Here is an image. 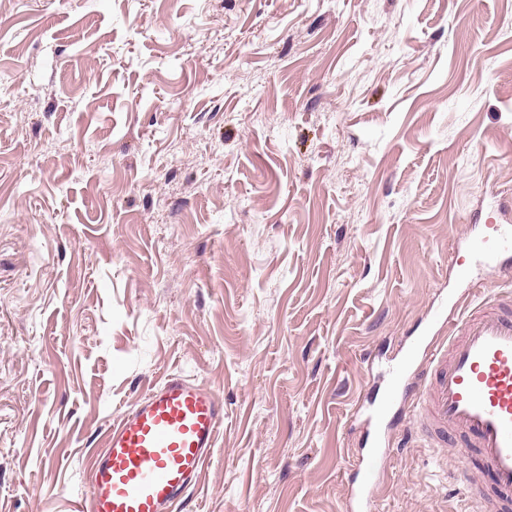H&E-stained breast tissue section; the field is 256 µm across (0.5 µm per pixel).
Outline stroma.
Returning a JSON list of instances; mask_svg holds the SVG:
<instances>
[{"mask_svg":"<svg viewBox=\"0 0 512 512\" xmlns=\"http://www.w3.org/2000/svg\"><path fill=\"white\" fill-rule=\"evenodd\" d=\"M512 203V0H0V512H76L183 375L181 512H345L381 370ZM379 512H470L406 417Z\"/></svg>","mask_w":512,"mask_h":512,"instance_id":"1","label":"stroma"}]
</instances>
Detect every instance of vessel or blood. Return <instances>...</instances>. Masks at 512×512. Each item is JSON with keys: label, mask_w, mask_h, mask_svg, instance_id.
<instances>
[{"label": "vessel or blood", "mask_w": 512, "mask_h": 512, "mask_svg": "<svg viewBox=\"0 0 512 512\" xmlns=\"http://www.w3.org/2000/svg\"><path fill=\"white\" fill-rule=\"evenodd\" d=\"M470 258L458 267L468 284L477 267L512 277V225H486L459 243ZM428 324L447 331L419 336L388 373L379 405L366 422L379 435L393 405L410 397L417 429L435 445L462 438L475 470L490 485H473L474 512H512V295L473 308L455 323L444 309ZM224 421V406L206 387L169 376L151 387L104 433L91 456V488L79 512H178L210 458ZM390 451L375 448L352 477L349 512H376L377 475Z\"/></svg>", "instance_id": "b4317fda"}]
</instances>
